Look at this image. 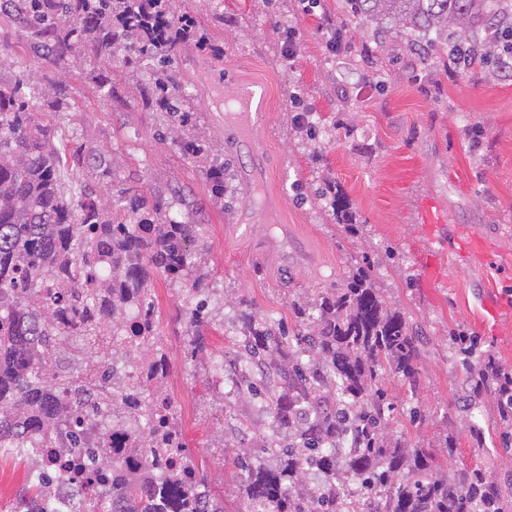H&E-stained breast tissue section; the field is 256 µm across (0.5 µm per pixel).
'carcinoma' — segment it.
<instances>
[{"instance_id": "carcinoma-1", "label": "carcinoma", "mask_w": 512, "mask_h": 512, "mask_svg": "<svg viewBox=\"0 0 512 512\" xmlns=\"http://www.w3.org/2000/svg\"><path fill=\"white\" fill-rule=\"evenodd\" d=\"M347 2L382 44L393 31L407 30L410 49L420 57L437 51L462 71L512 70V0ZM2 11L23 16L37 52L55 65L72 55L110 61L117 51L128 52L124 65L144 69L136 86L143 108L162 114L158 136L172 137L193 160L212 152L171 72L183 47H208L207 33L191 15L178 13L173 0H0ZM25 88L22 79L0 85V449L38 448L45 440L40 429L53 423L66 424L79 447L73 407L87 404L100 432L125 424L142 449L139 480L126 478L103 449L86 452L96 476L112 471V512H224L194 461L189 466L203 488L196 501L186 497L177 476L150 475L143 449L170 447L166 414L151 403L162 378L136 384L145 407L124 415L103 390L93 393L75 379L67 389L48 367L49 354L63 345L52 318L64 312L86 320L84 348L69 357L75 367L109 356L112 372L104 377L118 380L117 357L131 352L124 347L128 321L142 314L143 350L163 362L164 345L149 317L157 274L186 285L190 355L208 351L202 333L210 320L206 225L178 219L137 186L121 189L110 207L87 184L66 188L63 169H97L105 160L81 144L55 141L50 123H34L37 102ZM227 176L222 163L207 171L219 204ZM325 193L354 230L352 213L338 207L336 187ZM292 311L301 328L291 341L271 318L247 307L237 313L247 362L284 381L281 391L268 394L275 431L262 448L278 465L268 468L250 455L240 462L247 472V512H512L502 484L480 470H441L424 449L410 450L388 436L382 376L389 371L416 384L423 338L384 299L368 269L351 267L341 287L311 303L296 301ZM507 373L487 364L466 366L468 406L491 390L498 405L512 406V388L501 386ZM341 471L354 486L337 482ZM311 472L321 476L316 491L308 499L294 496L292 488Z\"/></svg>"}]
</instances>
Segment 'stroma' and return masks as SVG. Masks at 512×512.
Returning a JSON list of instances; mask_svg holds the SVG:
<instances>
[{"label": "stroma", "mask_w": 512, "mask_h": 512, "mask_svg": "<svg viewBox=\"0 0 512 512\" xmlns=\"http://www.w3.org/2000/svg\"><path fill=\"white\" fill-rule=\"evenodd\" d=\"M176 9L195 16L209 37L207 50L185 47L173 71L191 92L214 161L234 175L223 205L208 193L206 165L156 138L162 117L143 109L136 74L121 63L51 64L33 52L23 18L0 13V41L9 45L0 82L30 77L45 104L64 92L67 107L54 115L59 135L76 136L110 162L111 177L98 190L137 186L182 220L206 225L211 282L224 290V312L205 329L208 354L186 352L180 285L155 276L153 297L172 356L170 383L189 403L186 453L224 512H245L238 459L273 429L243 382L264 380L269 392L281 386L276 375L239 369L241 336L231 316L244 305L296 333L293 301L339 287L355 264L368 267L425 336L416 389L383 376L394 436L429 449L435 463L478 467L503 481L512 473V442L503 441L493 395L463 412V356L451 338L476 337L481 355L512 368V74L465 73L436 55L419 60L402 31L379 44L346 0H176ZM338 29L345 38L332 53L327 42ZM290 39L298 48L288 61ZM235 78L268 91L253 146L225 128L224 96ZM102 80L111 95L99 92ZM302 111L312 114L315 139L294 121ZM259 160L267 176L253 189L243 175ZM327 184L345 194L356 231L318 197ZM214 355L227 366L220 379L211 371ZM473 424L484 433L478 448ZM446 436L455 452L444 448ZM29 489L23 461L1 455L0 512Z\"/></svg>", "instance_id": "obj_1"}]
</instances>
